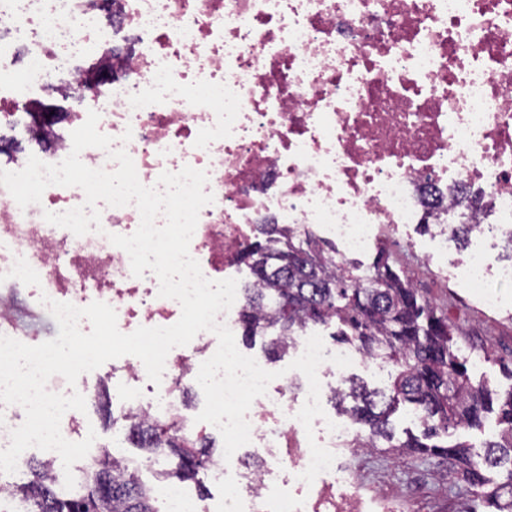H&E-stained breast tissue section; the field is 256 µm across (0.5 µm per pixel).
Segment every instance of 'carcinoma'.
I'll return each mask as SVG.
<instances>
[{"label": "carcinoma", "mask_w": 512, "mask_h": 512, "mask_svg": "<svg viewBox=\"0 0 512 512\" xmlns=\"http://www.w3.org/2000/svg\"><path fill=\"white\" fill-rule=\"evenodd\" d=\"M239 262L253 275L242 288L244 340L271 335L269 352L281 359L303 327L334 323L341 342L391 366L393 381L386 390L371 389L357 376L333 390L334 402L352 419L355 447L372 451L385 441L398 456L451 460L497 512H512V386L501 391L471 380L457 330L392 268L385 249L379 250L373 273L361 275L354 265L336 267L334 255L312 235L297 242L280 224H260ZM407 405L417 432H406L395 444L392 417ZM493 412L502 430L485 444L481 460L465 441H441L451 430L481 429ZM126 440L149 456L177 460L173 469L159 472L163 479L200 485L212 460L207 436L188 434L160 417L129 420ZM24 466L31 479L4 486L0 497L21 498L25 512H158L153 487L142 483L133 462L115 449H101L71 489L43 458L26 459ZM493 470L506 471V482L493 484Z\"/></svg>", "instance_id": "cac0c4a2"}]
</instances>
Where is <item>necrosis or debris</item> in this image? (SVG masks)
I'll return each instance as SVG.
<instances>
[{
    "mask_svg": "<svg viewBox=\"0 0 512 512\" xmlns=\"http://www.w3.org/2000/svg\"><path fill=\"white\" fill-rule=\"evenodd\" d=\"M92 110L143 185L206 172L214 201L189 252L210 280L237 267L259 224L317 225L340 262L385 227L512 234V0H0V130L57 164ZM84 202L81 188L52 185L23 209L0 186V335L26 341L17 308L44 295L106 303L125 334L178 321L155 274L134 277L109 240L137 230L135 205H101V231L81 236L44 219ZM453 269L490 309L489 281L512 283V264L489 268L477 251ZM217 347L205 330L173 348L157 384L121 357L124 413L181 414L176 377H196ZM307 397L285 382L257 397L248 448L263 468L218 459L223 501L174 488L170 512H362L338 466L301 478L306 434L332 450L349 433L321 417L304 429Z\"/></svg>",
    "mask_w": 512,
    "mask_h": 512,
    "instance_id": "4bbe7bcc",
    "label": "necrosis or debris"
}]
</instances>
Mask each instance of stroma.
<instances>
[{
	"label": "stroma",
	"instance_id": "35a3bbf8",
	"mask_svg": "<svg viewBox=\"0 0 512 512\" xmlns=\"http://www.w3.org/2000/svg\"><path fill=\"white\" fill-rule=\"evenodd\" d=\"M389 262L400 275L406 276L419 294L447 315L458 330L463 353L485 351L480 364L469 372L474 380L486 381L493 388L512 385L502 369L512 360V284L499 287L500 306L486 310L478 296L447 272L429 264L425 256L432 250L431 236L415 227L399 243H387ZM91 398L85 417L94 429L96 447H121L126 456L140 457L141 451L125 443L123 423L113 422L118 414L120 378L112 374L111 363H104L89 378ZM341 462L347 474L375 495L397 494L410 502L409 512H492L477 499L466 483L449 476V461L416 456L394 457L382 450L357 454L343 452Z\"/></svg>",
	"mask_w": 512,
	"mask_h": 512
}]
</instances>
